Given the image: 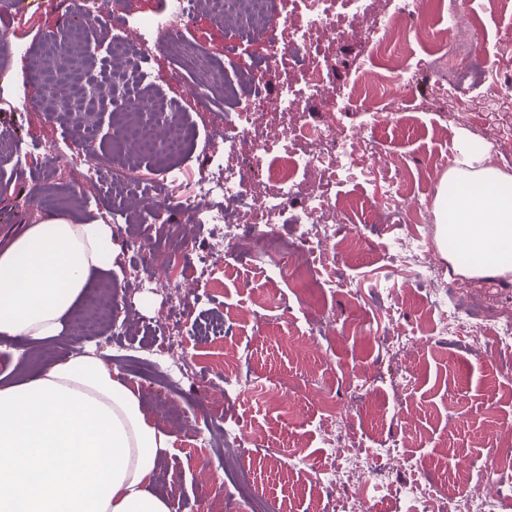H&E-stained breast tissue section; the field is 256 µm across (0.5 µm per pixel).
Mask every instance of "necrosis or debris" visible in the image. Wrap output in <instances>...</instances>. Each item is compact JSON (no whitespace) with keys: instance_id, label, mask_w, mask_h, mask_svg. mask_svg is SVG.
<instances>
[{"instance_id":"obj_1","label":"necrosis or debris","mask_w":512,"mask_h":512,"mask_svg":"<svg viewBox=\"0 0 512 512\" xmlns=\"http://www.w3.org/2000/svg\"><path fill=\"white\" fill-rule=\"evenodd\" d=\"M211 10L223 18L238 39L250 37L254 24L266 23L272 10V0H208ZM297 19L292 23V37L283 43L277 39L267 42L265 63L279 70L280 83L272 105L282 118V134L275 139L263 136L261 114L256 100L235 107L224 122V132L215 141L209 155V169L199 183L197 194L205 199V207L194 215L198 224L214 226L206 250L221 254L233 250L262 263H272L280 278H304L307 288L328 287V280L319 277L309 262L312 253L323 252L336 244V227L327 219L336 201L335 180L349 170L354 158L376 160L378 148L372 140H354L348 129L335 130L314 126L309 120L311 106L325 101L329 111L344 112L352 98L351 90L337 84L331 67L332 57L318 60L311 71L300 74L283 69L285 59L296 58L307 49L311 29H322L327 43L341 37H353L356 18L364 0H293ZM440 11L446 13L452 38L444 48L426 53L418 69L406 68L398 75L399 83L413 79L416 70L439 73L444 67H458L466 61L479 42L475 28H463L458 0H438ZM40 78L48 84H60L63 98H50L47 107L58 118L78 123L85 113L93 111L95 100L90 96L82 76L59 81L55 72L41 70ZM145 76L125 78L124 106L130 121L123 134V148L132 156L154 153L163 149L165 155H180L183 149L181 126L173 111L164 103H150L144 90ZM236 154L249 155L255 165L264 159L277 163L275 176L279 187L275 193H259L248 172L229 161ZM315 187L311 192L301 190L303 179ZM236 205L249 215L255 229L242 231L233 224L226 211ZM296 207L293 219L294 234L284 238L275 232L289 207ZM395 261L414 264L431 288L433 310L446 314L448 280L443 269L420 241L403 239L394 256ZM324 436L332 464L324 472L322 482L335 485L344 477L356 473L359 456L346 448L338 419H331ZM412 508L410 512H497L496 500L485 499L478 504L458 493H450L438 484L416 480L401 489Z\"/></svg>"}]
</instances>
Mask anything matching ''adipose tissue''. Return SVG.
Masks as SVG:
<instances>
[{"label":"adipose tissue","mask_w":512,"mask_h":512,"mask_svg":"<svg viewBox=\"0 0 512 512\" xmlns=\"http://www.w3.org/2000/svg\"><path fill=\"white\" fill-rule=\"evenodd\" d=\"M467 138L448 171L437 242L472 253L468 278L512 265V175L486 166ZM112 227L53 219L0 253V339L52 341L100 278L112 274ZM173 434L150 420L124 371L96 353L67 357L19 384H0V512H172L154 490Z\"/></svg>","instance_id":"ef3b65f1"}]
</instances>
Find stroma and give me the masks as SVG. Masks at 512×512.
<instances>
[{
  "mask_svg": "<svg viewBox=\"0 0 512 512\" xmlns=\"http://www.w3.org/2000/svg\"><path fill=\"white\" fill-rule=\"evenodd\" d=\"M459 6L482 29L476 53L483 73L447 83L441 101H433L432 78L424 73L412 84L394 86L398 68L416 65L449 36L448 17L437 10L436 0H423L401 53L379 54L371 39L373 28L391 11L390 0H370L358 38L337 49L336 80L360 92L350 111H320L316 120L348 125L355 136L375 140L380 158L371 164L355 161L348 179L336 187V249L315 262L331 285L313 294L300 282L275 278L250 258L206 255L209 231L192 221L193 209L201 205L196 187L207 173L208 145L219 118L235 102L219 93L209 101L194 97L195 76L182 69L175 47L194 46L230 83L248 82L267 102L276 89L263 68L265 39L258 35L239 43L211 15L205 0H195L191 18L173 20L175 40L156 42L150 56L136 61L139 68L157 73L151 96L174 107L183 123L185 151L175 161L173 180H166L156 157L131 161L121 154L115 125L98 128L99 179L82 185L78 179L91 155L79 147L77 127L49 119L46 93L32 76L33 61L16 50L20 43L46 46L51 34L71 22L72 0H21L0 28V139L19 141L32 160L20 166L11 154L0 153V168L14 176L11 188L0 193V252L27 225L58 217L111 225L119 253L111 278L99 281L72 310L63 336L24 345L17 359L0 352V378L22 382L85 346H96L137 385L150 418L176 437L155 478L172 512H209L217 498L223 499L224 512H244L231 495L223 448L197 445L199 434L226 428L241 439L249 496L275 502L284 512H331L343 489H327L320 482L321 472L331 465L323 429L330 414L340 410L347 444L389 470L395 483L415 478L378 456L379 448L398 438L420 460L425 478L458 485L462 495L475 501L496 499L502 512H512V477L487 463L490 449L512 454V349L470 345L473 331L494 336L495 311L512 313V284L453 276L448 333L430 338L424 322L428 285L417 268L388 258L404 236L419 237L427 250L438 253L437 196L461 139L483 137L487 128L496 127L504 150L501 169L512 174V118L485 108L499 78L512 73V51L504 48L512 42V0L501 5L459 0ZM91 31L102 45L96 60L75 57L70 69L97 86L105 107L111 101L105 78L112 67L108 45L116 36L137 42L141 30L135 19L116 18L93 23ZM368 71L379 80L360 88ZM450 108L456 117L443 119L442 111ZM47 142L56 144L55 154L43 152ZM122 167L134 189L150 188L167 200V209L137 223L113 214L104 194L113 170ZM42 192L54 198L53 206L25 204V197ZM402 198L421 204L425 216L405 224L388 222ZM136 238L154 253L151 264L130 248ZM202 266L209 276L176 313L183 352L195 376L172 381L145 361V349L168 334L157 321L168 300L148 281L157 275L187 280ZM396 296L404 300L398 309L392 306ZM92 299L115 306L117 317L99 318L94 335L78 334L76 324L87 316ZM472 302L484 310L475 325L457 312ZM217 312L224 315L223 336L201 341L198 324ZM394 334L417 341L402 365L407 380L396 389L390 383L400 365L386 352ZM363 381L371 384L373 394L352 400L351 386Z\"/></svg>",
  "mask_w": 512,
  "mask_h": 512,
  "instance_id": "1",
  "label": "stroma"
}]
</instances>
